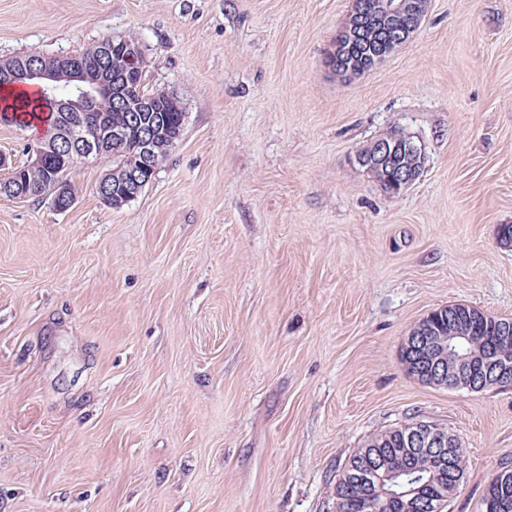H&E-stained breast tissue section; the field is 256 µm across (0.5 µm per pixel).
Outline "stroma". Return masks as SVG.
<instances>
[{"mask_svg":"<svg viewBox=\"0 0 512 512\" xmlns=\"http://www.w3.org/2000/svg\"><path fill=\"white\" fill-rule=\"evenodd\" d=\"M353 0H0V60L135 35L186 108L121 207L0 196V512H332L336 474L417 416L457 435L443 512L512 462V386L425 385L430 311L512 318V0H430L343 82ZM399 127L425 170L388 196L354 161ZM345 40L346 42L342 48L337 52L335 51L334 54L329 53L326 58V64L336 76L342 78L344 70L348 68L353 67L363 74L376 66L365 42L361 40L351 41L350 38Z\"/></svg>","mask_w":512,"mask_h":512,"instance_id":"obj_1","label":"stroma"}]
</instances>
